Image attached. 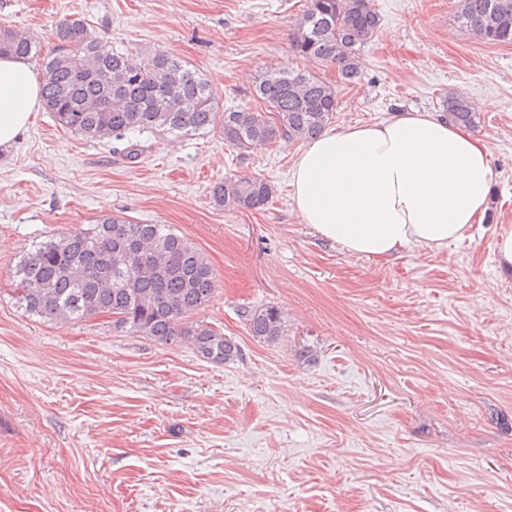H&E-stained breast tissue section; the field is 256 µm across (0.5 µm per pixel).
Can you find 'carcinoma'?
<instances>
[{
    "mask_svg": "<svg viewBox=\"0 0 512 512\" xmlns=\"http://www.w3.org/2000/svg\"><path fill=\"white\" fill-rule=\"evenodd\" d=\"M454 22L485 44L512 45V0H458ZM379 27L371 0H308L290 44L296 56L332 66L340 81L353 83L362 71L361 50ZM55 38L56 49L44 55L38 42L1 23L0 56L38 62L44 109L86 139L122 141L144 131L187 139L209 129L248 149L283 135L309 140L337 112L334 85L309 70L266 71L255 87L261 108L223 110L208 81L175 56L115 50L79 18L62 21ZM441 107L454 123L476 124L475 105L464 95L443 98ZM273 194L268 182L251 177L211 189L216 206L234 209L259 210ZM13 279L18 304L32 316L69 325L110 314L125 333L166 345L188 340L216 364L240 352L223 332L193 320L214 297L216 277L202 251L168 224L103 214L86 229L35 244L18 260ZM240 317L256 340L285 335L276 306H246Z\"/></svg>",
    "mask_w": 512,
    "mask_h": 512,
    "instance_id": "1",
    "label": "carcinoma"
}]
</instances>
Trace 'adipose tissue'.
<instances>
[{"label":"adipose tissue","mask_w":512,"mask_h":512,"mask_svg":"<svg viewBox=\"0 0 512 512\" xmlns=\"http://www.w3.org/2000/svg\"><path fill=\"white\" fill-rule=\"evenodd\" d=\"M40 84L25 61L0 56V147L28 127ZM493 168L466 127L427 111L326 130L293 171L303 223L351 256L389 259L461 240L488 208Z\"/></svg>","instance_id":"obj_1"}]
</instances>
